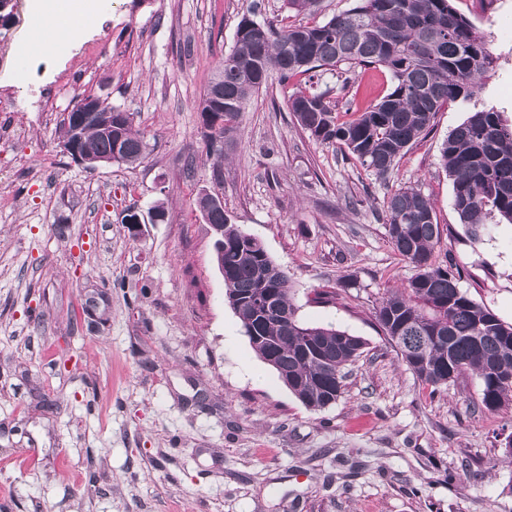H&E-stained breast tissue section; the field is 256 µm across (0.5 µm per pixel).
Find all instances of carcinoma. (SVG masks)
<instances>
[{
    "label": "carcinoma",
    "mask_w": 512,
    "mask_h": 512,
    "mask_svg": "<svg viewBox=\"0 0 512 512\" xmlns=\"http://www.w3.org/2000/svg\"><path fill=\"white\" fill-rule=\"evenodd\" d=\"M494 63L485 41L454 10L452 0H357L355 7L325 23L281 30L245 16L233 50L212 76L224 83V127L216 130L205 120L214 111L208 92L197 105L207 129L206 153L224 156L246 103L268 87L272 72L287 81L318 70L377 65L388 71L392 87L365 111L342 120L326 93L312 87L289 96L288 111L316 141L346 148L363 168L384 177L429 129L437 112L457 101L473 104L448 135L442 164L452 180V204L466 240L476 245L493 219L512 224V124L477 99ZM121 134L115 164L141 162L147 141L129 115ZM81 149L89 155L109 154L112 141L89 125ZM196 205L207 223L223 229L216 264L224 270L226 301L251 348L307 409L335 404L366 341L331 325L299 322L288 271L271 259L263 242L231 223L224 208L211 205L208 197H198ZM383 208L391 244L415 269L408 284L389 290L375 310L385 339L430 392L442 391L470 370L480 379L484 411L512 405V324L469 298L448 267L432 262L443 229L428 198L404 187L388 195ZM259 297L269 299L280 315H257Z\"/></svg>",
    "instance_id": "cac0c4a2"
}]
</instances>
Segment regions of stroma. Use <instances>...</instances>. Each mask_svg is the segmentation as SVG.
Here are the masks:
<instances>
[{"instance_id": "1", "label": "stroma", "mask_w": 512, "mask_h": 512, "mask_svg": "<svg viewBox=\"0 0 512 512\" xmlns=\"http://www.w3.org/2000/svg\"><path fill=\"white\" fill-rule=\"evenodd\" d=\"M253 1L90 0L75 39L44 44L49 18L15 0L0 31V512H512V407L481 411L470 371L431 394L374 317L415 273L383 210L411 186L444 230L438 261L512 323V224L470 245L440 161L469 105L438 112L383 180L300 129L287 98L310 83L361 112L390 90L385 69L253 96L224 149V209L287 267L302 322L366 340L340 400L302 405L228 306L196 207L213 163L196 104ZM257 1L278 28L354 4ZM453 7L495 46L480 99L512 122V0ZM89 95L132 114L141 164L88 171L63 155L62 124ZM323 289L336 297L316 303Z\"/></svg>"}]
</instances>
